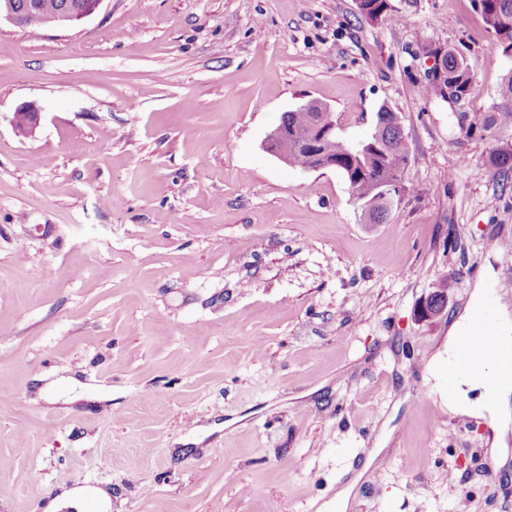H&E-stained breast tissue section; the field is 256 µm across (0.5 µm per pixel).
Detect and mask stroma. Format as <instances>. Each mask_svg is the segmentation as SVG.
I'll use <instances>...</instances> for the list:
<instances>
[{"mask_svg":"<svg viewBox=\"0 0 512 512\" xmlns=\"http://www.w3.org/2000/svg\"><path fill=\"white\" fill-rule=\"evenodd\" d=\"M389 4L398 22L103 0L37 38L0 24V512L76 487L112 512H336L346 485V512H512L484 425L428 416L450 321L476 285L512 289V173L460 119L512 57L475 0ZM431 44L462 51L464 101L421 94ZM312 99L351 144L400 116L385 223L336 170L265 151ZM440 287L444 314L417 319Z\"/></svg>","mask_w":512,"mask_h":512,"instance_id":"35a3bbf8","label":"stroma"}]
</instances>
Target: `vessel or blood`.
<instances>
[{
    "mask_svg": "<svg viewBox=\"0 0 512 512\" xmlns=\"http://www.w3.org/2000/svg\"><path fill=\"white\" fill-rule=\"evenodd\" d=\"M494 299H487L477 311L470 335L463 342L456 360L448 368L449 382L458 377L475 362L476 350H483L496 362V370L491 375V383L512 381V345H502L495 334Z\"/></svg>",
    "mask_w": 512,
    "mask_h": 512,
    "instance_id": "obj_1",
    "label": "vessel or blood"
}]
</instances>
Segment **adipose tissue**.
<instances>
[{
    "label": "adipose tissue",
    "mask_w": 512,
    "mask_h": 512,
    "mask_svg": "<svg viewBox=\"0 0 512 512\" xmlns=\"http://www.w3.org/2000/svg\"><path fill=\"white\" fill-rule=\"evenodd\" d=\"M494 367L493 361L480 358L478 370L460 378L445 404L452 413L484 419L491 450L504 462L512 457V381L490 385Z\"/></svg>",
    "instance_id": "1"
}]
</instances>
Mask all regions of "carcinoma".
Returning <instances> with one entry per match:
<instances>
[{
    "mask_svg": "<svg viewBox=\"0 0 512 512\" xmlns=\"http://www.w3.org/2000/svg\"><path fill=\"white\" fill-rule=\"evenodd\" d=\"M63 0H40V7L30 13L26 30L36 31L50 28L56 21L57 10ZM481 18L487 29L495 34L502 52H512V0H486ZM448 68L456 72L458 89L462 95L469 94L472 78L466 62L448 60ZM279 126L288 137L293 163L299 167L315 165L321 160L314 157L311 144L321 140L322 129L318 127L311 113L285 112ZM480 128L496 136L512 131V74L503 77L498 102L490 112L474 113L467 131ZM350 186L358 187L362 203L368 204L376 214L377 223L386 220L392 204L382 200L379 184L395 176L403 175L410 161L405 138L400 128L393 125L391 110L376 113V120L370 137L359 144H348L336 137V151L329 154ZM489 164L501 171L512 169V149L500 147L488 154Z\"/></svg>",
    "mask_w": 512,
    "mask_h": 512,
    "instance_id": "1",
    "label": "carcinoma"
}]
</instances>
